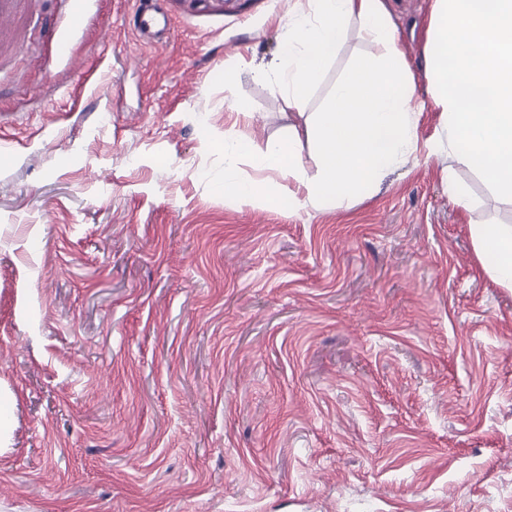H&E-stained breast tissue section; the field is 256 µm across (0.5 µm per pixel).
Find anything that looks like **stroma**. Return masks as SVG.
<instances>
[{
  "mask_svg": "<svg viewBox=\"0 0 512 512\" xmlns=\"http://www.w3.org/2000/svg\"><path fill=\"white\" fill-rule=\"evenodd\" d=\"M294 0H22L0 32V512H512V290L426 77L435 0H380L418 148L331 209L224 196V134L299 123ZM349 20L311 90L352 60ZM239 108L227 110L225 96ZM454 168L467 203L448 196ZM155 0H135L136 27L139 33H152L160 35L164 33V27L158 29V23L153 12L155 7L152 2ZM478 255L489 277L512 288V225L475 224L471 227Z\"/></svg>",
  "mask_w": 512,
  "mask_h": 512,
  "instance_id": "obj_1",
  "label": "stroma"
}]
</instances>
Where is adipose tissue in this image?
I'll return each instance as SVG.
<instances>
[{
  "label": "adipose tissue",
  "instance_id": "ef3b65f1",
  "mask_svg": "<svg viewBox=\"0 0 512 512\" xmlns=\"http://www.w3.org/2000/svg\"><path fill=\"white\" fill-rule=\"evenodd\" d=\"M358 19L363 37L383 47L384 55L354 61L337 83L323 111L311 113L303 127H289L286 136L268 141L261 150V169L288 175L298 191L289 203L309 201L321 208L370 188L384 172L403 164L417 147V127L409 104L415 81L396 48V36L377 0H295L281 34L273 69L259 68L257 79H275L289 107L302 109L309 90L323 77L345 34L348 20ZM313 145L315 175L302 161V142ZM243 135L224 136V192L246 205L270 199L267 183L237 177L240 160L252 153ZM478 255L489 277L512 288V225L471 227Z\"/></svg>",
  "mask_w": 512,
  "mask_h": 512
}]
</instances>
